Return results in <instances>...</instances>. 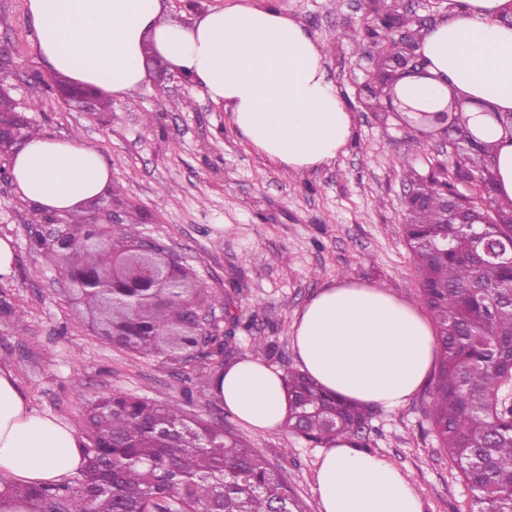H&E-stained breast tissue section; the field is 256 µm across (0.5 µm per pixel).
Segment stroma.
I'll return each mask as SVG.
<instances>
[{"instance_id": "obj_1", "label": "stroma", "mask_w": 512, "mask_h": 512, "mask_svg": "<svg viewBox=\"0 0 512 512\" xmlns=\"http://www.w3.org/2000/svg\"><path fill=\"white\" fill-rule=\"evenodd\" d=\"M274 3L324 44L326 73L353 118L345 153L301 175L258 153L223 107L179 78L151 75L99 116L62 101L46 86L51 74L38 56L28 0H0L8 19L0 53L13 98L23 107L40 103L32 128L77 137L106 160L131 238L154 237L179 257L190 289L202 292V310L217 330H234L240 353L289 370L297 366L296 313L336 278L417 301V270L402 237L405 175L428 174L443 154L403 121L358 102L376 54L358 0ZM42 221L15 186L0 184V237L11 238L17 255L13 275L0 280V365L14 369L31 407L78 432L84 402L113 392L178 407L238 434L287 478L307 512H320L319 448L285 430L254 432L209 397L223 358L171 359L166 340L153 355L115 346L95 306L78 300L52 254L32 245V227ZM431 391L426 384L399 408H374L367 450L411 480L425 512H469L471 493L430 430Z\"/></svg>"}]
</instances>
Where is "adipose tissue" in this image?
<instances>
[{"mask_svg": "<svg viewBox=\"0 0 512 512\" xmlns=\"http://www.w3.org/2000/svg\"><path fill=\"white\" fill-rule=\"evenodd\" d=\"M459 2L421 37L427 76L402 78L396 92L426 111L463 97L469 128L494 147L497 196L512 200V134L495 119L512 113V0ZM29 14L51 73L124 97L145 83L144 56L153 51L223 105L241 137L283 171L330 164L352 135L322 45L261 0H235L184 24L168 17L164 0H29ZM10 172L21 198L48 214L72 213L112 188L109 165L74 137L27 138ZM292 343L302 371L328 393L386 409L427 382L435 359L432 324L414 303L346 278L302 307ZM285 380L281 368L246 355L218 371L210 395L254 431L273 433L288 416ZM83 465L74 429L30 408L14 372L0 367V478L57 484ZM314 490L320 512H424L389 459L344 437L320 454Z\"/></svg>", "mask_w": 512, "mask_h": 512, "instance_id": "1", "label": "adipose tissue"}]
</instances>
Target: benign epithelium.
<instances>
[{
  "label": "benign epithelium",
  "instance_id": "1",
  "mask_svg": "<svg viewBox=\"0 0 512 512\" xmlns=\"http://www.w3.org/2000/svg\"><path fill=\"white\" fill-rule=\"evenodd\" d=\"M390 10H399L411 16L423 30L431 28L434 16H420L409 8L404 0H389ZM395 66L406 76H422L426 74V60L416 51L406 59L399 60ZM387 91L381 85L362 84L357 89V98L365 107L370 108L369 101L373 98L386 96ZM386 111L391 113H409L412 121L427 128L426 135L437 140L443 148L448 146V136L442 130L451 124L448 109L438 112H422L404 104L398 97L391 96ZM29 119L21 113L0 116V182L11 180L9 168L3 162L9 159L10 152L4 146L17 147L26 139V127ZM114 210L102 208L97 216L90 220H79L71 215L63 221L55 216L48 221L36 225L34 237L40 245L55 253L62 264L64 277L80 296L98 305L125 304L132 306L133 321L125 326L107 324L108 336H146L148 332L141 325V313L157 302L170 288L187 291L189 274L174 253L152 237H143L128 245L115 249L112 254V266L107 270L87 265L81 258V250L89 243L103 244L105 238L101 228L106 225L122 223L117 204ZM181 312L189 315L193 321V329L189 337L178 340L180 348L186 350V356L193 357L211 347L213 331L201 308L186 297Z\"/></svg>",
  "mask_w": 512,
  "mask_h": 512
}]
</instances>
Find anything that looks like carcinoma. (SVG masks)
<instances>
[{"label":"carcinoma","instance_id":"carcinoma-1","mask_svg":"<svg viewBox=\"0 0 512 512\" xmlns=\"http://www.w3.org/2000/svg\"><path fill=\"white\" fill-rule=\"evenodd\" d=\"M391 24L407 28L405 42L393 41L390 27L378 30L380 46L370 82L384 85L391 57L416 43L419 30L399 16ZM55 85L70 99L87 98L99 112L108 101L88 88H75L61 75ZM456 172L478 180L489 200L492 224L469 197H456L448 167L410 179L418 205H405V243L420 274V301L436 329L432 430L471 491V512H512V413L501 397L512 376V263L493 259L485 243L512 234V201L494 198L490 149L471 139L448 141ZM83 260L104 267L112 249L84 248ZM179 315L174 301H158L150 311L155 335L115 343L139 354L159 351ZM288 431L314 444L337 437L359 438L370 418L367 407L325 393L298 370L287 372ZM84 469L54 486L0 482L35 512H306L288 482L238 436L171 407L113 393L85 406Z\"/></svg>","mask_w":512,"mask_h":512}]
</instances>
